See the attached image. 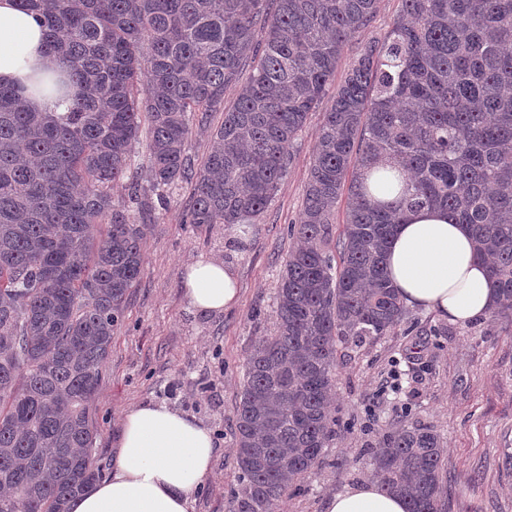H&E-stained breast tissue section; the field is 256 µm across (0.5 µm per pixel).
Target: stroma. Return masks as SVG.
Here are the masks:
<instances>
[{"mask_svg":"<svg viewBox=\"0 0 512 512\" xmlns=\"http://www.w3.org/2000/svg\"><path fill=\"white\" fill-rule=\"evenodd\" d=\"M401 0H379L373 24L344 49V78L360 43L387 34ZM322 111L310 113L292 164L269 207L245 240L222 225L188 224L192 186L152 196L143 226V271L112 331L98 393L90 406L97 429L96 466L110 475L124 413L163 402L203 421L215 456L193 512H228L240 486L235 465V410L243 364L255 340L273 334L277 290L295 244ZM202 256L234 265L239 302L200 317L183 303L187 267ZM336 435L320 463L283 496L282 512H325L337 492L369 480L371 449L396 428L431 426L440 437L447 492L440 512H512V327L492 318L459 326L422 308L383 336L345 345L335 374Z\"/></svg>","mask_w":512,"mask_h":512,"instance_id":"stroma-1","label":"stroma"}]
</instances>
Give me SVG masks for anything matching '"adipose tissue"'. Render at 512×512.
Masks as SVG:
<instances>
[{
  "label": "adipose tissue",
  "instance_id": "ef3b65f1",
  "mask_svg": "<svg viewBox=\"0 0 512 512\" xmlns=\"http://www.w3.org/2000/svg\"><path fill=\"white\" fill-rule=\"evenodd\" d=\"M62 71L35 14L15 0H0V83L26 86L34 74ZM385 263L408 306L463 326L487 317L494 306L488 267L476 257L471 231L446 210L407 213L394 228ZM183 298L201 315L231 309L239 299L233 266L201 257L185 274ZM213 454V435L202 422L164 403L139 404L125 415L111 475L78 495L71 512H192ZM326 512H405V505L366 481L330 497Z\"/></svg>",
  "mask_w": 512,
  "mask_h": 512
}]
</instances>
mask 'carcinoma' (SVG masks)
Returning <instances> with one entry per match:
<instances>
[{
  "label": "carcinoma",
  "mask_w": 512,
  "mask_h": 512,
  "mask_svg": "<svg viewBox=\"0 0 512 512\" xmlns=\"http://www.w3.org/2000/svg\"><path fill=\"white\" fill-rule=\"evenodd\" d=\"M62 62L68 112L0 85V512H70L99 478L88 413L112 328L143 270L142 228L112 186L146 135L147 191L193 183L189 224H251L378 0H16ZM383 40L362 44L319 127L277 292L276 328L244 364L229 512L270 506L336 435L340 349L409 311L385 254L406 211L437 207L473 233L492 316L512 323V0H401ZM249 80L224 108V90ZM223 111L199 170L194 121ZM399 164L405 187L372 199L362 171ZM346 224L331 240L336 205ZM378 488L406 512H438L439 437L402 426L372 448ZM76 92V88L70 86L68 95L61 96L48 93L44 96L30 97L32 106H35L39 112H66L69 106V100Z\"/></svg>",
  "instance_id": "cac0c4a2"
}]
</instances>
